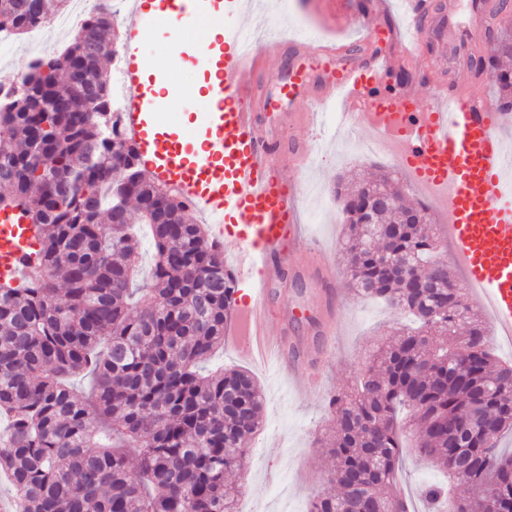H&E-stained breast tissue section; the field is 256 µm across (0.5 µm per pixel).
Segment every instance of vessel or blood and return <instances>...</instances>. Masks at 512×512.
<instances>
[{
    "label": "vessel or blood",
    "mask_w": 512,
    "mask_h": 512,
    "mask_svg": "<svg viewBox=\"0 0 512 512\" xmlns=\"http://www.w3.org/2000/svg\"><path fill=\"white\" fill-rule=\"evenodd\" d=\"M167 15H147L142 0H129L123 16L127 63L122 121L129 140L152 176L173 186L190 209L204 216L232 250L239 280L249 282L251 296L242 321L245 330L231 342L249 361L273 360L278 373L296 375L298 357L288 351L286 335L272 336L267 326L287 321L291 311L271 297L282 282L288 260L298 252L303 234L297 222L301 184L284 185L277 171L294 166L305 171L318 153V117L336 100L352 104L339 125L368 129L379 138L385 119L398 128L401 165L420 189L442 191L447 202L448 261L460 269L467 294L488 317L492 340L512 348V113L499 109L482 92L435 83L428 95L410 86H392L389 75L398 60L427 67L424 30L408 15L404 32L365 27L360 40L367 54H352L343 43L281 41L291 58L319 56L336 68L334 80L320 73L288 79L289 102L307 103L304 112L271 113L269 81L261 46L244 49L241 38L256 22L243 0H225L223 12L210 21L223 24L219 49L204 46L205 64L222 57L224 65L211 88L204 113L208 160L195 165L181 156L177 143L164 139L174 125L182 98L174 96L158 111L144 91L139 58L147 29L160 21L193 28L202 12L197 0H167ZM486 0H467L466 20L454 29L466 42L483 35ZM232 23H225V16ZM299 130L281 146L284 128ZM35 228L14 211L0 212V281L17 280L27 271L28 247Z\"/></svg>",
    "instance_id": "obj_1"
}]
</instances>
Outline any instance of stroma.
<instances>
[{"instance_id": "35a3bbf8", "label": "stroma", "mask_w": 512, "mask_h": 512, "mask_svg": "<svg viewBox=\"0 0 512 512\" xmlns=\"http://www.w3.org/2000/svg\"><path fill=\"white\" fill-rule=\"evenodd\" d=\"M279 12L270 14L266 25L287 29L289 35L317 36L342 40L357 47L358 26H403L401 0H280ZM354 18L353 28L333 31L328 27L330 15ZM142 70L160 68L163 76H176L189 93L187 109L177 116L180 126H200V112L195 106V91L205 67L201 54L178 50L167 39L164 24L151 27L146 35ZM335 110L321 116L324 147L314 167L304 180L301 199V222L305 238L299 244L298 265L310 263L309 250L318 247L333 260L337 271H344L342 250L344 226L341 203L336 197L338 180H350L360 171L374 167L398 169L392 155L343 157L340 139L334 129ZM340 295L330 300L312 285L309 277L287 278L285 286L275 291L277 302L294 308L298 317L293 336L309 353L316 354L320 343L309 322L311 314L331 312L340 304L343 316L335 345L327 354L322 368V382L314 388L296 387L293 380L280 377L272 366H250L228 347L221 348L212 364L227 369H250L264 394L263 427L250 444L248 484L241 503L243 512H280L283 505H303L329 490L324 481L326 460L317 445L332 426L329 400L336 392L347 389L355 364L366 360L377 345L399 327V316L383 303L363 298L339 279Z\"/></svg>"}]
</instances>
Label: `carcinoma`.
Returning <instances> with one entry per match:
<instances>
[{
    "label": "carcinoma",
    "instance_id": "cac0c4a2",
    "mask_svg": "<svg viewBox=\"0 0 512 512\" xmlns=\"http://www.w3.org/2000/svg\"><path fill=\"white\" fill-rule=\"evenodd\" d=\"M67 3L43 0L35 14L26 0H0V30L21 35ZM109 28L94 14L59 55L34 58L4 94L12 105L0 109V210H20L39 232L32 274L0 283V416L8 419L0 474L23 512H236L243 484L226 474L247 476L264 396L246 370L206 368L234 316L224 248L186 216L178 192L141 168L117 124L64 104L82 74L97 86L99 111L112 109L104 70L112 54L90 61L82 41ZM489 42L490 54L471 67L493 70L506 91L512 72L499 65L512 59V20ZM33 152L45 156L43 168L29 165ZM372 187L401 205L374 206ZM145 198L170 220L153 223ZM402 201L390 170L344 195L349 286L417 326L377 347L330 399L336 430L323 442L333 460L325 480L339 493L315 497L309 512H411L394 474L412 426L417 455L447 478L422 487L424 512H512V454L499 449L512 430V364L494 357L461 289L431 285L439 236L422 204L405 223ZM136 224L153 240L147 285ZM86 374L95 388L80 397L73 380ZM456 482L468 495L450 500Z\"/></svg>",
    "mask_w": 512,
    "mask_h": 512
}]
</instances>
